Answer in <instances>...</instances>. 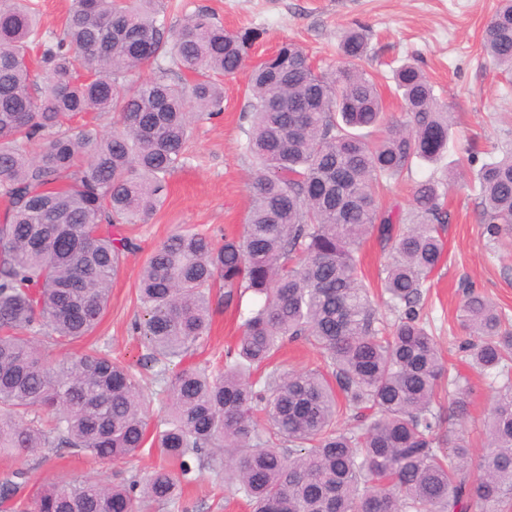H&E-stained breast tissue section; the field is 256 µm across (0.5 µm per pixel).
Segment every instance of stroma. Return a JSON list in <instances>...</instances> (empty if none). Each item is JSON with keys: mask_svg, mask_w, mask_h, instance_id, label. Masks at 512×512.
Instances as JSON below:
<instances>
[{"mask_svg": "<svg viewBox=\"0 0 512 512\" xmlns=\"http://www.w3.org/2000/svg\"><path fill=\"white\" fill-rule=\"evenodd\" d=\"M167 22L179 25L186 15L205 9L225 29L256 28L262 37L253 54L274 52L282 41L298 42L312 61L329 71L340 65L337 46L355 25L369 31L364 68L387 83L391 67L417 60L453 114V159L458 174L446 200L450 213L448 259L432 278L426 313L437 328L445 360L464 367V332L456 322L458 285L466 281L512 316V250L492 248L478 220L480 198L473 187L476 161L512 139V82L482 49L485 25L498 0H167ZM247 75L224 80V111L194 123L187 158L170 177L169 195L147 221L126 226L138 248L129 255L112 284L108 307L92 335L136 371H143L147 348L130 324L139 312L136 288L142 266L154 248L175 231L197 229L222 236L241 234L246 222L254 164L245 150ZM234 311H218L210 336L195 359L223 353L239 334ZM159 461L143 448L129 463H97L67 457L36 462L25 455L0 458V473L30 469V480L94 479L119 483L133 471ZM178 512H250L245 499L229 498L211 471L202 472L180 501Z\"/></svg>", "mask_w": 512, "mask_h": 512, "instance_id": "1", "label": "stroma"}]
</instances>
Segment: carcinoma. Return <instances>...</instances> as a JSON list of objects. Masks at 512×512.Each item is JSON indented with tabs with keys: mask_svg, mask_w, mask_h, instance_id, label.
<instances>
[{
	"mask_svg": "<svg viewBox=\"0 0 512 512\" xmlns=\"http://www.w3.org/2000/svg\"><path fill=\"white\" fill-rule=\"evenodd\" d=\"M262 33L226 30L201 11L167 26L163 0H71L46 40L29 0H0V456L70 453L160 465L125 483L55 480L24 494L28 470L0 477L14 512H147L178 502L208 469L251 512H509L512 509V317L466 288L458 323L469 366L495 392L474 454L455 422L473 387L445 363L423 316L447 259L448 174L411 188L408 215L378 196L421 161L438 165L452 113L423 70H393L404 113L388 115L361 66L368 30L350 29L343 64L318 72L284 41L259 64ZM483 50L512 73V0H499ZM156 66L158 75L122 83ZM248 71L254 159L247 224L220 241L179 230L145 261L137 293L165 417L112 354L91 347L50 365L100 324L127 254L118 224L160 208L192 125L224 111L219 77ZM113 115L112 129L98 123ZM479 223L512 247V143L477 170ZM378 230L389 257L380 317L359 250ZM240 319L220 366L187 363L208 336L211 288ZM256 304L241 309L246 294ZM304 339L325 369L258 371Z\"/></svg>",
	"mask_w": 512,
	"mask_h": 512,
	"instance_id": "carcinoma-1",
	"label": "carcinoma"
}]
</instances>
